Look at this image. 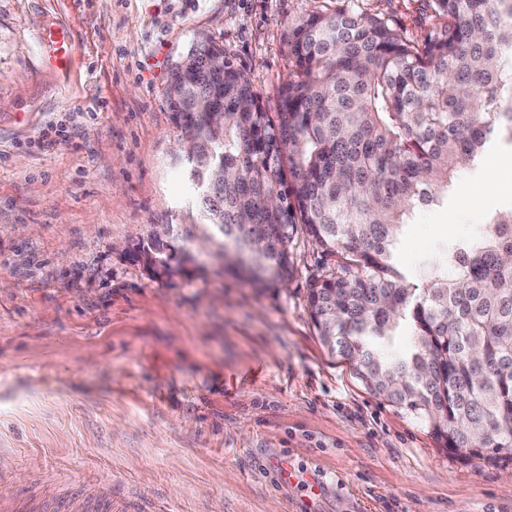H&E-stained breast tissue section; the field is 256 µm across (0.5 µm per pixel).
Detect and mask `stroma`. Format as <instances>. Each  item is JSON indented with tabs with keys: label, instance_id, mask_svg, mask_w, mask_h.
I'll list each match as a JSON object with an SVG mask.
<instances>
[{
	"label": "stroma",
	"instance_id": "1",
	"mask_svg": "<svg viewBox=\"0 0 512 512\" xmlns=\"http://www.w3.org/2000/svg\"><path fill=\"white\" fill-rule=\"evenodd\" d=\"M344 10L421 42L433 0H0V512H51L80 484L159 512H512V460L442 449L323 346L307 288L333 268L305 234L288 284L151 275L152 225L199 221L168 71L207 35L264 104L290 22ZM75 36L46 68L44 31ZM512 145L419 207L396 261L482 235ZM297 477L280 478L282 464ZM109 483H99V474ZM41 39L47 40L52 45V65L54 69L64 70L74 50V37L71 30L58 27L42 34Z\"/></svg>",
	"mask_w": 512,
	"mask_h": 512
}]
</instances>
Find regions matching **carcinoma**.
Instances as JSON below:
<instances>
[{
  "mask_svg": "<svg viewBox=\"0 0 512 512\" xmlns=\"http://www.w3.org/2000/svg\"><path fill=\"white\" fill-rule=\"evenodd\" d=\"M434 2L446 22L422 43L373 16L291 22L292 71L272 112L211 38L172 63L183 95L170 109L196 143L203 222L170 225L179 257L162 274L195 266L185 243L196 236L240 277L282 285L302 229L339 258L307 292L329 352L448 450L496 461L512 455V209L412 274L394 253L415 210L447 202L489 141L512 144V0ZM208 97L224 101L218 127L196 111ZM405 332L410 347L391 352Z\"/></svg>",
  "mask_w": 512,
  "mask_h": 512,
  "instance_id": "obj_1",
  "label": "carcinoma"
}]
</instances>
